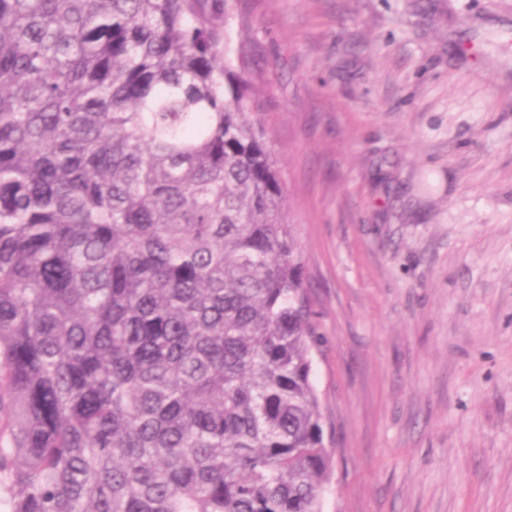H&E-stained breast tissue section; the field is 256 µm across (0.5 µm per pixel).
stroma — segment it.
Instances as JSON below:
<instances>
[{
    "label": "stroma",
    "mask_w": 512,
    "mask_h": 512,
    "mask_svg": "<svg viewBox=\"0 0 512 512\" xmlns=\"http://www.w3.org/2000/svg\"><path fill=\"white\" fill-rule=\"evenodd\" d=\"M296 226L322 512H512V0H239Z\"/></svg>",
    "instance_id": "1"
}]
</instances>
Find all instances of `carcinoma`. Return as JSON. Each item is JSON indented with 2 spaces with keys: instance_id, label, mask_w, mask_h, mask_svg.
I'll return each mask as SVG.
<instances>
[{
  "instance_id": "1",
  "label": "carcinoma",
  "mask_w": 512,
  "mask_h": 512,
  "mask_svg": "<svg viewBox=\"0 0 512 512\" xmlns=\"http://www.w3.org/2000/svg\"><path fill=\"white\" fill-rule=\"evenodd\" d=\"M236 0H0V512H322L302 257Z\"/></svg>"
}]
</instances>
